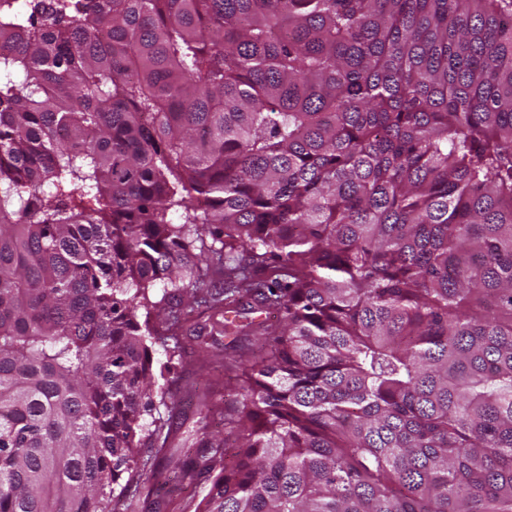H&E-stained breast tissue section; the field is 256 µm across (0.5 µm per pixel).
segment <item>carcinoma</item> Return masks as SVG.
Here are the masks:
<instances>
[{"label": "carcinoma", "mask_w": 512, "mask_h": 512, "mask_svg": "<svg viewBox=\"0 0 512 512\" xmlns=\"http://www.w3.org/2000/svg\"><path fill=\"white\" fill-rule=\"evenodd\" d=\"M186 399V510L512 512V0H0V512ZM182 343L185 349L184 352V361L186 363V369L189 373H184L183 380L180 378H174L175 382L173 383V388L178 389L179 387H182L188 379H192L191 373L194 372L197 369V362H198V352H197V342L196 339L193 338V336H182ZM186 420L178 432L177 438L171 443L167 456L173 460L184 458V454L188 448H197L203 438L202 427L205 420L197 414L196 409L189 410L186 414Z\"/></svg>", "instance_id": "carcinoma-1"}]
</instances>
